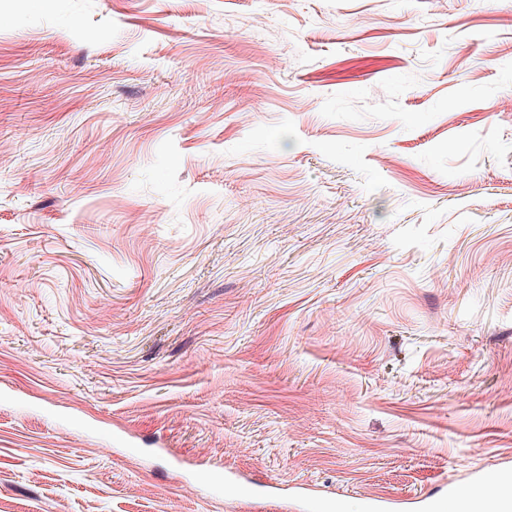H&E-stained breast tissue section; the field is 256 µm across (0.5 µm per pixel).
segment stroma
<instances>
[{
  "mask_svg": "<svg viewBox=\"0 0 512 512\" xmlns=\"http://www.w3.org/2000/svg\"><path fill=\"white\" fill-rule=\"evenodd\" d=\"M507 13L0 0V512L512 475Z\"/></svg>",
  "mask_w": 512,
  "mask_h": 512,
  "instance_id": "35a3bbf8",
  "label": "stroma"
}]
</instances>
